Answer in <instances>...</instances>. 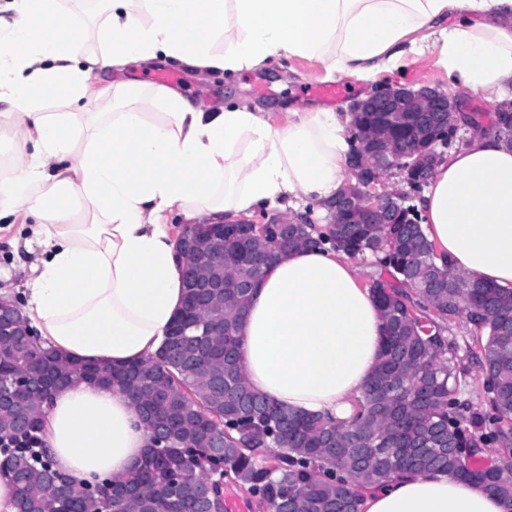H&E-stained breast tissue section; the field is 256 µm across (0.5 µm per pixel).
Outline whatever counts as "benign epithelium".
<instances>
[{"mask_svg":"<svg viewBox=\"0 0 512 512\" xmlns=\"http://www.w3.org/2000/svg\"><path fill=\"white\" fill-rule=\"evenodd\" d=\"M349 112L358 117L371 114L377 118L378 126L384 133L373 139L359 137V146L349 156V167L364 185L377 182L393 171L400 172L405 180L415 176L421 181L428 180L437 160L443 156L439 148L448 147V131L458 129L455 116L456 102L436 87L422 85L416 89L395 83L385 84L379 90L362 98H356L349 106ZM497 130L512 134V102L496 107ZM412 115L419 117L424 128L420 142L408 148L397 140L393 130L406 123ZM402 202L398 190L371 196L360 190L351 193L342 191L327 205L333 224H386L389 212ZM179 261L185 260V253L192 249L194 273L183 276V283L189 288L224 287V245L210 241L197 244L191 241L187 226H182L177 237ZM15 322L20 325L22 335H32L28 319L14 300L0 298V324ZM52 393L47 374L26 371L13 378L7 391L0 392V403L9 401L19 410L16 431L26 429L32 404H44Z\"/></svg>","mask_w":512,"mask_h":512,"instance_id":"obj_1","label":"benign epithelium"}]
</instances>
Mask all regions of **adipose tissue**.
Returning a JSON list of instances; mask_svg holds the SVG:
<instances>
[{"mask_svg": "<svg viewBox=\"0 0 512 512\" xmlns=\"http://www.w3.org/2000/svg\"><path fill=\"white\" fill-rule=\"evenodd\" d=\"M108 0L99 55H76L58 0H9L0 18V104L24 166L0 176V219L33 218L44 250L25 315L49 345L115 365L147 359L179 314L184 288L172 207L196 224L249 218L305 198L322 204L352 178V116L328 108L214 109L176 89L109 83L92 111V75L155 60L239 73L270 58L322 63L373 81L434 44L452 86L503 100L512 89V0ZM52 97L67 111H41ZM436 261L512 291V148L471 130L442 157L419 203ZM253 390L274 404L349 419L380 359L383 321L352 258L304 247L271 262L238 323ZM42 441L79 481L125 477L150 432L119 388L58 389ZM360 512H512L484 487L403 475L365 493Z\"/></svg>", "mask_w": 512, "mask_h": 512, "instance_id": "adipose-tissue-1", "label": "adipose tissue"}]
</instances>
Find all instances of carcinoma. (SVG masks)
I'll return each instance as SVG.
<instances>
[{
    "label": "carcinoma",
    "mask_w": 512,
    "mask_h": 512,
    "mask_svg": "<svg viewBox=\"0 0 512 512\" xmlns=\"http://www.w3.org/2000/svg\"><path fill=\"white\" fill-rule=\"evenodd\" d=\"M393 224L288 225V250L328 243L351 258L367 254L391 275L372 280L385 326L381 358L349 425L276 405L246 379L238 347L237 321L248 298L240 285L255 251L275 253L271 235L249 239L246 224H230L240 239L224 244V299L188 318L178 350L122 367L95 363L99 382L121 389L135 383L155 425L173 430L169 460H144L124 479L100 488L96 501L79 495L78 483L63 475L39 479L53 467L41 448H1L0 477L13 487L16 512H169L170 464L192 467L182 487L184 503L212 493L222 496L220 474L248 487L271 512H359L361 493L404 471L438 472L476 482L512 503V461L473 463L481 446H512V293L453 272L435 262V246L417 210L405 206ZM467 317L479 336L475 359L491 373L486 390L495 413L483 424L461 399L467 367L443 336L447 324ZM34 360L67 382L81 380L77 361L26 336H0V384ZM15 413L0 406V432L12 441Z\"/></svg>",
    "instance_id": "1"
}]
</instances>
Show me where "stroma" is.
<instances>
[{
	"label": "stroma",
	"instance_id": "obj_1",
	"mask_svg": "<svg viewBox=\"0 0 512 512\" xmlns=\"http://www.w3.org/2000/svg\"><path fill=\"white\" fill-rule=\"evenodd\" d=\"M60 13L71 23L80 26L81 33L76 47L83 56L100 54L105 44L100 27L107 16L105 0H98L95 8H87L84 0H62ZM177 88L184 95L197 98L211 106L223 105L234 100L262 112H277L291 108L301 112L324 107V99L312 93L315 83L328 81L329 76L321 64L303 60L282 58L261 69L242 74L199 75L190 69H182ZM377 83H399L417 87L430 85L450 93L458 109L467 120L459 126L454 148H461L466 134L471 129V117L494 111L495 105L482 94L463 88H451L446 72L438 65L434 53L428 52L414 57L401 69L384 72L377 76ZM370 83L353 81L346 96L329 103L332 109L345 112L353 98L366 95ZM34 224H12L0 220V287H10L15 298H22L25 283L31 275L29 262L35 258L39 245L34 235ZM448 337L458 347L460 358L468 359L469 371L460 385V395L474 411L487 413L490 410L486 392V379L476 362L470 361V351L476 350V336L470 331L465 318H458L448 329Z\"/></svg>",
	"mask_w": 512,
	"mask_h": 512
}]
</instances>
